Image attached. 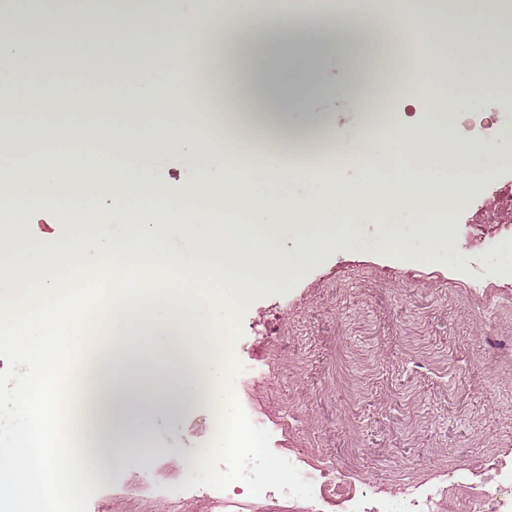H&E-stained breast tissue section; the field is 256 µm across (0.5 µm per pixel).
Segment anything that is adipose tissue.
Returning <instances> with one entry per match:
<instances>
[{
  "instance_id": "obj_1",
  "label": "adipose tissue",
  "mask_w": 512,
  "mask_h": 512,
  "mask_svg": "<svg viewBox=\"0 0 512 512\" xmlns=\"http://www.w3.org/2000/svg\"><path fill=\"white\" fill-rule=\"evenodd\" d=\"M158 9L159 43H135L151 9ZM415 38V58L387 84L426 99L435 112L455 113L460 97L449 92L448 70H467L477 90H512V29L490 9L449 11L427 0H400L394 12L373 6L351 12L349 0H306L304 18L286 6L255 9L237 0L226 16L219 0H99L91 15L51 9L47 0H0V92L10 109L0 114V138L26 135L24 156H0V205L33 214V224L0 220V239L14 242L0 258V341L26 367L11 390L21 440L0 449V489L11 492L18 512H56L60 496H77L87 480L106 481L112 466L137 454L149 458L152 409L178 412L215 404L233 362L226 313L274 285H287L313 263L325 239L315 229L326 219L356 231L362 215L381 220L394 204L424 235L447 240L442 224L456 204L452 184L480 179L494 158L457 139L450 126L416 121L397 125L374 118L358 140L369 162L359 181L301 165L295 174L308 186L296 196L277 175L282 158L334 145L333 119L309 111L311 87L326 96L333 86L315 81L317 61L329 56L348 70V90L375 80L376 47L401 32ZM46 32L73 43L113 48L121 57L148 53L157 74L176 83L170 94L153 79H131L125 66L105 76L94 70L53 92L41 90L47 60L33 43ZM205 56L220 112L198 111L194 85L170 70L172 54ZM304 63L301 80L285 72L287 60ZM262 95L270 112L245 111ZM150 112L153 120L143 123ZM181 141L187 170L177 184L152 177L171 142ZM256 148L266 165L251 164L244 147ZM80 172L72 203L105 198L106 209L79 224L65 220L58 199L66 195L62 168ZM158 207L188 214L181 224H143L135 216ZM257 213L264 222L244 224ZM307 230L287 246L282 225ZM185 247L174 250L172 238ZM39 272L34 287L20 288L15 270ZM102 289L99 305L71 322L64 338L79 348L87 326L102 327L100 347L78 379L71 414L75 437H45L61 412L56 393L45 391L58 311L82 288ZM26 315H19V308ZM87 448L95 460L85 469L76 455Z\"/></svg>"
}]
</instances>
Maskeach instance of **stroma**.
<instances>
[{
	"label": "stroma",
	"instance_id": "obj_1",
	"mask_svg": "<svg viewBox=\"0 0 512 512\" xmlns=\"http://www.w3.org/2000/svg\"><path fill=\"white\" fill-rule=\"evenodd\" d=\"M56 36L37 45L55 74L69 78L94 61L112 68L111 48L76 45L54 52ZM338 116L335 138L359 136L357 102L336 95L313 100ZM455 116L458 136L512 156L496 139L512 120V97L474 94ZM501 196L506 223L486 224L475 201ZM452 236L470 247L479 234L512 237V165L490 166L461 189ZM400 225L396 253L388 224ZM233 355L269 368V385L243 392L225 377L217 410L152 415L150 460L129 457L107 481H88L84 512H142L149 495L187 484L203 491L224 476L219 427L241 405L264 417L290 415L296 425L273 435L284 453L345 473L353 491L373 485L393 494L413 481L467 473L473 488L488 474L512 469V287L472 295L451 271L447 248L418 236L407 214L388 223L363 220L343 243L328 240L320 257L287 286L252 296L232 315ZM179 449L172 458L170 449ZM240 512H312L309 491L271 473L257 491L235 498Z\"/></svg>",
	"mask_w": 512,
	"mask_h": 512
}]
</instances>
